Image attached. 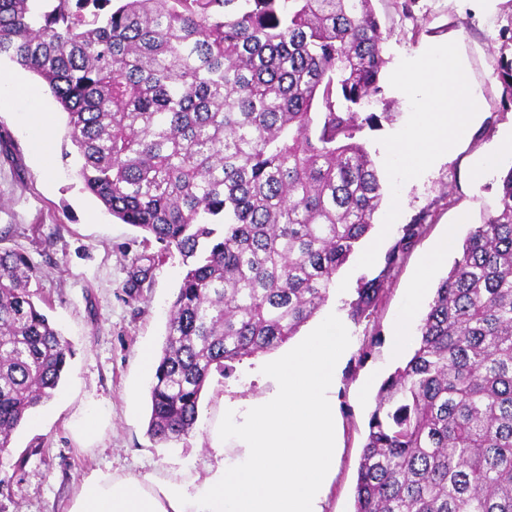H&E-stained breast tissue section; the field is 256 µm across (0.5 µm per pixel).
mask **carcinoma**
Masks as SVG:
<instances>
[{
  "label": "carcinoma",
  "mask_w": 512,
  "mask_h": 512,
  "mask_svg": "<svg viewBox=\"0 0 512 512\" xmlns=\"http://www.w3.org/2000/svg\"><path fill=\"white\" fill-rule=\"evenodd\" d=\"M372 0H0V60L67 114L84 188L182 258L147 434L189 436L214 376L324 306L384 198L356 140L386 60ZM427 215L386 254L398 265ZM0 247V453L52 399L70 343ZM382 293L357 290L358 322ZM382 383L354 512H512V166Z\"/></svg>",
  "instance_id": "carcinoma-1"
}]
</instances>
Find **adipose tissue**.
<instances>
[{"label": "adipose tissue", "instance_id": "1", "mask_svg": "<svg viewBox=\"0 0 512 512\" xmlns=\"http://www.w3.org/2000/svg\"><path fill=\"white\" fill-rule=\"evenodd\" d=\"M456 68L453 53L435 48L407 67L400 83L423 102L425 121L412 142L392 146L396 153L414 151V172L443 155L478 110ZM347 346L331 316L287 353L264 359L269 390L259 397L224 398L226 421L211 435L221 459L194 489L100 472L83 482L71 512H322L336 456L337 371ZM229 430L241 450L233 460L223 455Z\"/></svg>", "mask_w": 512, "mask_h": 512}]
</instances>
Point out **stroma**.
<instances>
[{"label":"stroma","mask_w":512,"mask_h":512,"mask_svg":"<svg viewBox=\"0 0 512 512\" xmlns=\"http://www.w3.org/2000/svg\"><path fill=\"white\" fill-rule=\"evenodd\" d=\"M373 6L388 34L384 100H369L364 110L389 117L364 128L360 138L386 194L371 232L320 310L335 315L348 339L336 388V465L324 512H354L368 419L381 383L398 366L393 326L420 271H427L432 289L446 277L472 226L493 206L512 159L499 151L512 133V89L501 77L502 63L512 61V0H373ZM441 45L452 48L458 75L476 93L480 110L452 140L447 158L416 175L389 150L423 118L416 99L399 92L398 79L407 61ZM0 73L31 87L22 97L0 94V245L26 253L40 268L31 288L47 301V314L74 350L58 393L32 410L10 452L0 454V512H68L83 481L101 471L201 482L214 461L210 431L223 397L266 390L260 359L243 360L229 377L211 379L186 439L167 446L150 439V377L141 369V353H160L182 259L145 242L138 229L83 190L74 175L79 159L65 134L66 115L39 78L6 60ZM44 112L53 119L49 135L40 122ZM422 214L424 233L395 269L386 270L387 251L404 225ZM436 253L440 261L430 264ZM138 264L150 266L151 277L134 299L126 284ZM380 275L382 299L367 318L353 321L350 304L358 288ZM94 405L107 408L108 416L94 440L79 439L70 423ZM22 454L27 462L19 468L15 461Z\"/></svg>","instance_id":"35a3bbf8"}]
</instances>
